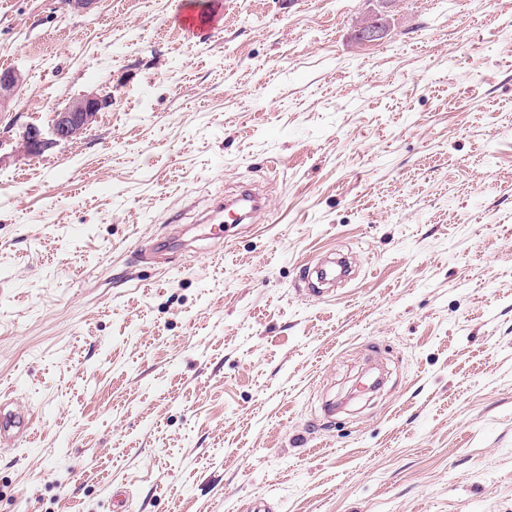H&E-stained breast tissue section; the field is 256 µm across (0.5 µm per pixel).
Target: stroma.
Masks as SVG:
<instances>
[{"label":"stroma","mask_w":512,"mask_h":512,"mask_svg":"<svg viewBox=\"0 0 512 512\" xmlns=\"http://www.w3.org/2000/svg\"><path fill=\"white\" fill-rule=\"evenodd\" d=\"M178 2L0 0V512H512V0ZM180 13V18H183V21H181L182 27L186 31L193 33L202 32L205 35L210 34L211 31L217 29L220 20L219 15L215 14L207 22H203L199 15H197L195 12H193L191 9L185 6L181 9ZM22 76L15 70H4L0 72V110L16 99ZM107 104V99L97 94H83L54 113L51 138L43 137L36 127H29L15 149L24 155H40L61 142L78 140L90 130L96 116ZM35 428L31 415L17 410L0 407V444L15 443L16 439L30 434Z\"/></svg>","instance_id":"stroma-1"}]
</instances>
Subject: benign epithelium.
<instances>
[{
	"label": "benign epithelium",
	"instance_id": "1",
	"mask_svg": "<svg viewBox=\"0 0 512 512\" xmlns=\"http://www.w3.org/2000/svg\"><path fill=\"white\" fill-rule=\"evenodd\" d=\"M21 84L22 76L19 72H0V109L16 99ZM107 104L106 98L93 93L73 99L65 108L54 113L51 137L46 138L38 128L30 127L17 142L16 150L24 155H40L62 142L82 138Z\"/></svg>",
	"mask_w": 512,
	"mask_h": 512
}]
</instances>
